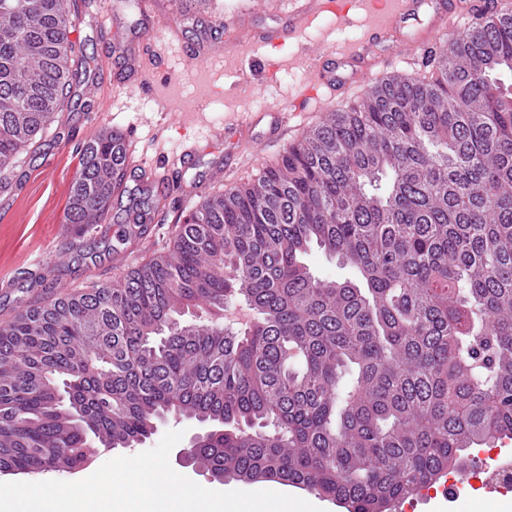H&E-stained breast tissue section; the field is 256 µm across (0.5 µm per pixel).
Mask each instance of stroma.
<instances>
[{
	"label": "stroma",
	"mask_w": 512,
	"mask_h": 512,
	"mask_svg": "<svg viewBox=\"0 0 512 512\" xmlns=\"http://www.w3.org/2000/svg\"><path fill=\"white\" fill-rule=\"evenodd\" d=\"M146 0H89L83 13H71V38L82 55L77 61L71 96L55 122L18 166L0 182V325L27 306L75 294L97 284H112L131 268L164 253L176 223L196 200L178 189L146 190L137 170L127 169L98 224L66 220L71 188L78 176L81 143L106 130L125 134L138 157L148 163L178 156L185 140L198 144L185 180H207V193L227 191L255 180L292 144L332 111L360 99L368 80L346 97H306L314 87L313 64L360 43L370 22L365 0H344L343 16L314 9L294 37L271 45L258 39L225 47L222 53L189 61L184 45L196 41L202 26L235 22L240 0H213L189 18L166 11L165 0H153L158 18L153 31L143 29ZM118 38L120 54L107 52L101 30ZM158 42L165 59L152 85L141 88L120 79L122 59L144 36ZM283 112L287 115L280 143H268L266 124L218 182L208 176L233 142L216 138L217 130L237 120ZM149 199V221L134 223L141 199ZM461 472L473 491L462 503L418 492L396 503L391 512H512V499L488 488L481 464L487 446L466 452Z\"/></svg>",
	"instance_id": "stroma-1"
}]
</instances>
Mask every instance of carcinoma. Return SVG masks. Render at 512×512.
<instances>
[{
    "label": "carcinoma",
    "instance_id": "obj_1",
    "mask_svg": "<svg viewBox=\"0 0 512 512\" xmlns=\"http://www.w3.org/2000/svg\"><path fill=\"white\" fill-rule=\"evenodd\" d=\"M67 0H0V178L75 76ZM311 127L247 186L200 199L117 285L0 325V471L72 472L162 417L194 464L388 512L479 443L512 440V7ZM81 148L71 224L124 178ZM314 246L351 279L323 280Z\"/></svg>",
    "mask_w": 512,
    "mask_h": 512
}]
</instances>
